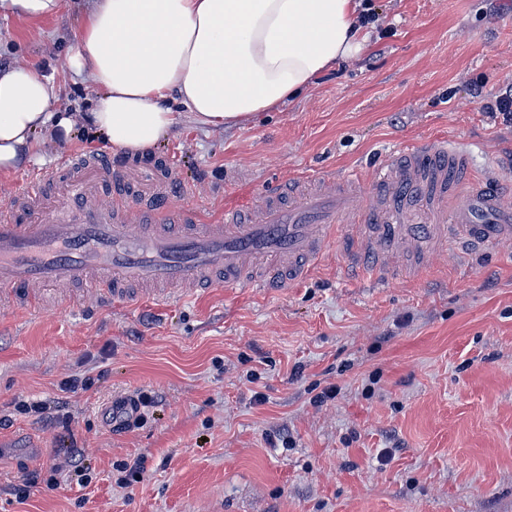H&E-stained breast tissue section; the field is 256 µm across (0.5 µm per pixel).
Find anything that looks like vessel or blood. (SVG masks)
I'll use <instances>...</instances> for the list:
<instances>
[{
    "mask_svg": "<svg viewBox=\"0 0 512 512\" xmlns=\"http://www.w3.org/2000/svg\"><path fill=\"white\" fill-rule=\"evenodd\" d=\"M469 150L447 139L381 156L372 197L358 173H307L267 190L260 207L228 204L218 220L191 197L175 165L144 202L139 169L110 151L72 154L24 177L0 201V301L39 308L45 289L88 285L107 305H164L193 288H284L306 278L330 245L381 287L415 279L437 253L512 241V199L472 178ZM361 225L350 236L346 227Z\"/></svg>",
    "mask_w": 512,
    "mask_h": 512,
    "instance_id": "vessel-or-blood-1",
    "label": "vessel or blood"
}]
</instances>
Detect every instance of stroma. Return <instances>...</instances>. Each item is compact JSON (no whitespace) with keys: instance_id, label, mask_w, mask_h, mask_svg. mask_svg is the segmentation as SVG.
<instances>
[{"instance_id":"1","label":"stroma","mask_w":512,"mask_h":512,"mask_svg":"<svg viewBox=\"0 0 512 512\" xmlns=\"http://www.w3.org/2000/svg\"><path fill=\"white\" fill-rule=\"evenodd\" d=\"M370 3L357 61L245 126L182 121L132 164L178 161L208 219L435 137L469 145L475 169L512 188V126L487 110L512 88V0ZM90 4L0 19V64L55 77L62 112L93 100L57 69ZM79 295L74 310L53 290L39 311L0 308V512H512V242L443 252L386 288L348 278L332 250L273 293L212 288L165 307ZM72 376L88 388L65 429L52 405ZM330 385L336 398L314 403ZM139 391L157 399L147 422L109 428L101 408ZM22 400L50 409L24 415ZM137 456L142 477L117 487V464Z\"/></svg>"}]
</instances>
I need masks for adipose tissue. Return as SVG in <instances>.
Segmentation results:
<instances>
[{
	"label": "adipose tissue",
	"instance_id": "adipose-tissue-1",
	"mask_svg": "<svg viewBox=\"0 0 512 512\" xmlns=\"http://www.w3.org/2000/svg\"><path fill=\"white\" fill-rule=\"evenodd\" d=\"M358 0H94L63 65L97 94L60 112V87L0 67V171L82 134L113 152H147L181 119L241 126L308 91L365 48Z\"/></svg>",
	"mask_w": 512,
	"mask_h": 512
}]
</instances>
